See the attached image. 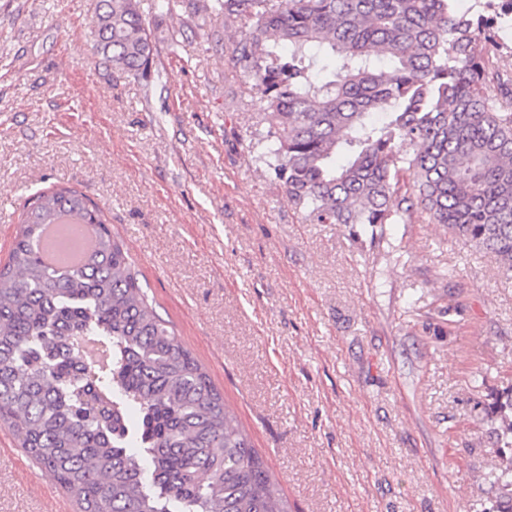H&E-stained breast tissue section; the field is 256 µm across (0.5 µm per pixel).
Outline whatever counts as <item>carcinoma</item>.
<instances>
[{
    "instance_id": "obj_1",
    "label": "carcinoma",
    "mask_w": 512,
    "mask_h": 512,
    "mask_svg": "<svg viewBox=\"0 0 512 512\" xmlns=\"http://www.w3.org/2000/svg\"><path fill=\"white\" fill-rule=\"evenodd\" d=\"M95 51L149 87L155 43L137 0H102ZM204 0L235 29L264 132L256 160L304 219H424L512 275V72L494 65L495 0ZM497 85L495 96L486 93ZM94 228L78 265L45 264L41 228ZM488 512H512V388L492 398ZM80 512H288L196 357L149 302L83 192L39 193L0 265V427Z\"/></svg>"
}]
</instances>
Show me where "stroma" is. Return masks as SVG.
Here are the masks:
<instances>
[{"instance_id": "obj_1", "label": "stroma", "mask_w": 512, "mask_h": 512, "mask_svg": "<svg viewBox=\"0 0 512 512\" xmlns=\"http://www.w3.org/2000/svg\"><path fill=\"white\" fill-rule=\"evenodd\" d=\"M100 5L0 0V203L70 187L103 210L293 512L490 507L512 278L440 224L379 243L306 222L252 161L260 114L223 17L139 0L167 74L148 95L94 55ZM42 477L21 448L0 457V512H50Z\"/></svg>"}]
</instances>
